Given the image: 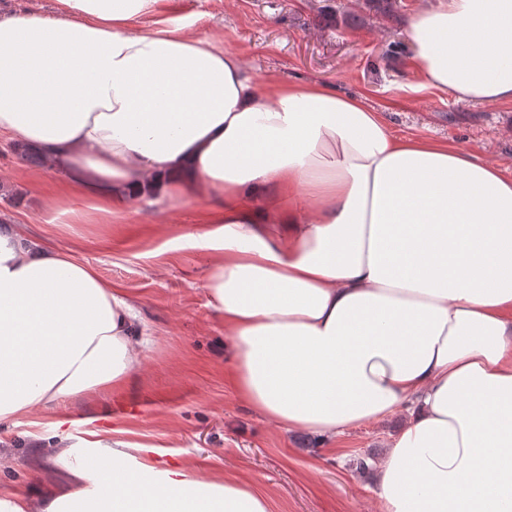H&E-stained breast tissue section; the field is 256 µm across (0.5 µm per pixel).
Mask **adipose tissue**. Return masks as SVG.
<instances>
[{
    "instance_id": "1",
    "label": "adipose tissue",
    "mask_w": 512,
    "mask_h": 512,
    "mask_svg": "<svg viewBox=\"0 0 512 512\" xmlns=\"http://www.w3.org/2000/svg\"><path fill=\"white\" fill-rule=\"evenodd\" d=\"M161 0H57L0 18V133L125 211L194 187L223 203L191 235L229 379L289 432L330 438L404 413L379 512H512V177L474 153L396 138L358 97L251 80ZM423 87L512 101V0H432L405 28ZM133 302L89 263L0 225V421L123 387ZM97 512H271L236 475L201 481L103 453Z\"/></svg>"
}]
</instances>
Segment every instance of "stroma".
<instances>
[{
  "mask_svg": "<svg viewBox=\"0 0 512 512\" xmlns=\"http://www.w3.org/2000/svg\"><path fill=\"white\" fill-rule=\"evenodd\" d=\"M426 2L397 0L383 16L368 0H165L162 14L144 15L136 28L193 18L187 35L237 53L257 83L315 82L362 96L394 135L462 147L512 176V102L459 103L420 86L403 27ZM12 146L1 134L0 213L121 288L150 344L120 390L0 422V489L40 498L69 479L55 462L62 448L78 456L96 441H123L132 457L147 448L202 480L235 474L270 498L272 512H378L376 474L356 461L378 459L402 417L322 440L287 432L237 400L224 322L205 291L217 258L184 241L202 231L208 195L139 196L112 216L66 192L63 173L21 162Z\"/></svg>",
  "mask_w": 512,
  "mask_h": 512,
  "instance_id": "1",
  "label": "stroma"
}]
</instances>
